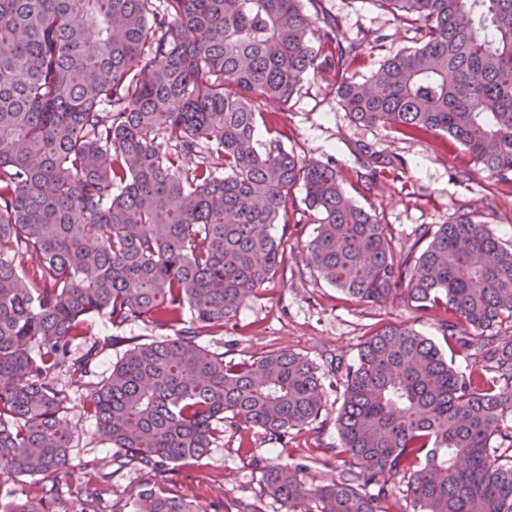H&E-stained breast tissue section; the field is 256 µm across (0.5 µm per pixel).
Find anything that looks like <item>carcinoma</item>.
I'll use <instances>...</instances> for the list:
<instances>
[{
	"instance_id": "cac0c4a2",
	"label": "carcinoma",
	"mask_w": 512,
	"mask_h": 512,
	"mask_svg": "<svg viewBox=\"0 0 512 512\" xmlns=\"http://www.w3.org/2000/svg\"><path fill=\"white\" fill-rule=\"evenodd\" d=\"M419 24V46L363 82L338 80V105L358 123L409 138L448 137L492 177L512 178V0H377ZM300 0H0V476L47 480L39 499L0 512H99L97 491L74 506V433L55 374L90 387L87 412L113 461L146 482L134 512H195L152 478L204 457L225 415L282 445L316 423L323 383L291 352L236 361L199 344L224 329L284 262L292 191L317 219L306 268L355 302L402 295L442 312L448 363L429 337L386 323L336 367L347 472L314 490L302 464L262 474L286 512H389V482L406 480L414 512H512V343L484 333L512 320V245L459 209L396 251L388 225L344 188L334 161L265 147L254 101L284 111L305 75L346 63L326 16L309 38ZM356 179L370 188L380 155ZM282 225L276 237L271 229ZM36 263L32 277L22 268ZM190 312V320L184 312ZM108 316L176 331L125 337L99 382V347L75 352L85 320Z\"/></svg>"
}]
</instances>
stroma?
<instances>
[{
	"label": "stroma",
	"mask_w": 512,
	"mask_h": 512,
	"mask_svg": "<svg viewBox=\"0 0 512 512\" xmlns=\"http://www.w3.org/2000/svg\"><path fill=\"white\" fill-rule=\"evenodd\" d=\"M301 9L313 27H321L328 14L340 20L347 40L363 41L361 57L340 67L341 72L360 79L387 57L416 47L420 37L416 23L395 18L376 0H301ZM375 32L384 34V41H373ZM262 109L276 115L272 129L257 132L263 144L280 143L306 159L336 157L343 166L346 189L355 187L354 171L362 149L399 159V167L384 168L370 192L358 198L389 226L396 249L409 250L421 225L448 222L462 207L492 225L504 242H512V182L489 178L471 167L463 151L447 140L407 139L391 129L354 121L337 104L335 75H306L287 111H278L270 103ZM303 197L299 190L293 194L305 230L301 237H289L283 274L240 308L225 324L223 335L204 337L203 342L228 360L280 350L308 358L324 383L321 416L313 429L291 432L284 445L268 440L260 430L228 422L223 441L203 459L166 465L161 483L176 489L199 512H240L251 502L257 503L261 512H285L279 501L261 493V472L272 465L304 464L302 477L312 487L338 479L345 463L331 450L339 443L335 419L343 396L330 362L353 363L363 337L374 324L403 322L437 345L445 343L437 315L417 311L400 299L384 304L351 302L324 281L306 274L304 257L314 217L306 213ZM85 329L89 344L108 336H136L147 342L174 336L173 331L141 321L117 327L103 314L91 316ZM56 385L77 426L70 460L73 489L96 486L110 512H129L143 475L131 468H117L113 449L99 441L95 422L85 411L89 388L74 383L66 372L57 373Z\"/></svg>",
	"instance_id": "1"
}]
</instances>
